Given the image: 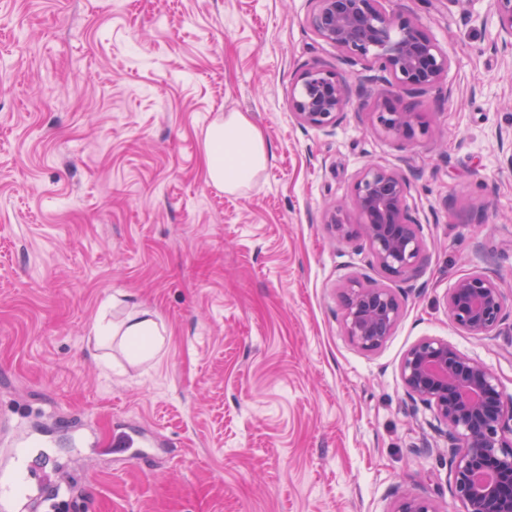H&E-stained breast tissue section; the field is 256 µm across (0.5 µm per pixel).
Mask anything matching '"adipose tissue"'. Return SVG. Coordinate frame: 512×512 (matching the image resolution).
Here are the masks:
<instances>
[{"label": "adipose tissue", "mask_w": 512, "mask_h": 512, "mask_svg": "<svg viewBox=\"0 0 512 512\" xmlns=\"http://www.w3.org/2000/svg\"><path fill=\"white\" fill-rule=\"evenodd\" d=\"M270 160L262 130L244 113L228 112L214 122L205 137V172L208 180L225 192L251 186ZM93 332L101 340L122 337L132 353L160 344L162 333L150 312L131 314L122 324L97 321Z\"/></svg>", "instance_id": "1"}]
</instances>
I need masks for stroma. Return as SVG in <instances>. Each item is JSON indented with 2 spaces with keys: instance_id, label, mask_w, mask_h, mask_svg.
I'll list each match as a JSON object with an SVG mask.
<instances>
[{
  "instance_id": "stroma-1",
  "label": "stroma",
  "mask_w": 512,
  "mask_h": 512,
  "mask_svg": "<svg viewBox=\"0 0 512 512\" xmlns=\"http://www.w3.org/2000/svg\"><path fill=\"white\" fill-rule=\"evenodd\" d=\"M447 51L449 88L410 102L427 136L397 140L368 110L296 122L295 78L354 72L311 29V0H0V410L89 490L90 512H389L412 492L462 512L448 444L407 397L405 352L437 337L512 395V314L465 336L446 293L475 268L512 299V52L491 0H386ZM227 112L262 129L256 184L224 193L204 140ZM409 181L425 261L384 272L327 224L364 164ZM402 312L378 350L347 336L352 277ZM135 309L167 331L144 357L98 345ZM123 425L154 457L110 458Z\"/></svg>"
}]
</instances>
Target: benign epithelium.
<instances>
[{
	"label": "benign epithelium",
	"mask_w": 512,
	"mask_h": 512,
	"mask_svg": "<svg viewBox=\"0 0 512 512\" xmlns=\"http://www.w3.org/2000/svg\"><path fill=\"white\" fill-rule=\"evenodd\" d=\"M314 32L370 76L351 77L310 66L296 78L290 97L295 119L318 129L339 124L354 99L373 100L371 115L389 137L412 140L429 124L403 97L442 86L450 60L409 12L389 11L384 0H312ZM502 43L512 47V0H492ZM409 182L378 162L367 163L355 181L350 209L352 233L369 247L387 274L409 279L418 273L425 247L409 213ZM347 336L359 348L379 349L401 315V300L368 278L350 279L342 292ZM448 316L468 336H491L507 315L499 281L483 269L458 277L446 295ZM407 395L431 408L445 427L452 454L451 488L463 512H512V395L481 361L446 340L427 337L413 344L400 363ZM390 512H439L425 496L405 492Z\"/></svg>",
	"instance_id": "7a95c632"
}]
</instances>
